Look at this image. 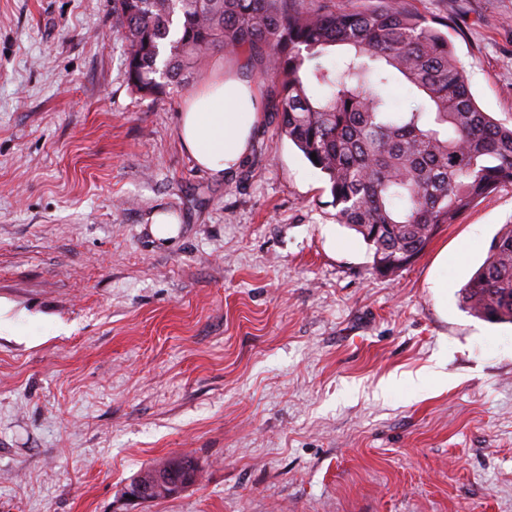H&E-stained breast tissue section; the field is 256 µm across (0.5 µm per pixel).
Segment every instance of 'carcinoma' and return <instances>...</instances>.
I'll list each match as a JSON object with an SVG mask.
<instances>
[{
    "mask_svg": "<svg viewBox=\"0 0 512 512\" xmlns=\"http://www.w3.org/2000/svg\"><path fill=\"white\" fill-rule=\"evenodd\" d=\"M299 0H113L112 27L126 46L131 88L157 98L221 51L247 55L271 85L263 110L328 183L336 220L362 236L373 269L394 276L443 224L512 184V126L476 105L466 69L439 20L377 0L312 10ZM345 53L334 65L332 47ZM414 93L394 106L386 89ZM317 161H312L311 154ZM460 303L490 323H512V225L461 288ZM191 463L142 470L179 480Z\"/></svg>",
    "mask_w": 512,
    "mask_h": 512,
    "instance_id": "1",
    "label": "carcinoma"
}]
</instances>
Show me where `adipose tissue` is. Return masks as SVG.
<instances>
[{
	"label": "adipose tissue",
	"instance_id": "adipose-tissue-1",
	"mask_svg": "<svg viewBox=\"0 0 512 512\" xmlns=\"http://www.w3.org/2000/svg\"><path fill=\"white\" fill-rule=\"evenodd\" d=\"M258 108L255 80L247 70L213 69L186 95L179 144L211 175L233 172L250 150Z\"/></svg>",
	"mask_w": 512,
	"mask_h": 512
}]
</instances>
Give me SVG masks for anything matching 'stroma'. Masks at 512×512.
I'll return each instance as SVG.
<instances>
[{
	"label": "stroma",
	"instance_id": "35a3bbf8",
	"mask_svg": "<svg viewBox=\"0 0 512 512\" xmlns=\"http://www.w3.org/2000/svg\"><path fill=\"white\" fill-rule=\"evenodd\" d=\"M403 3L512 120V0ZM125 51L112 0H0V512H512V324L457 296L512 185L382 276L275 113L213 177L177 140L204 69L145 98ZM179 455L196 485L122 498Z\"/></svg>",
	"mask_w": 512,
	"mask_h": 512
}]
</instances>
